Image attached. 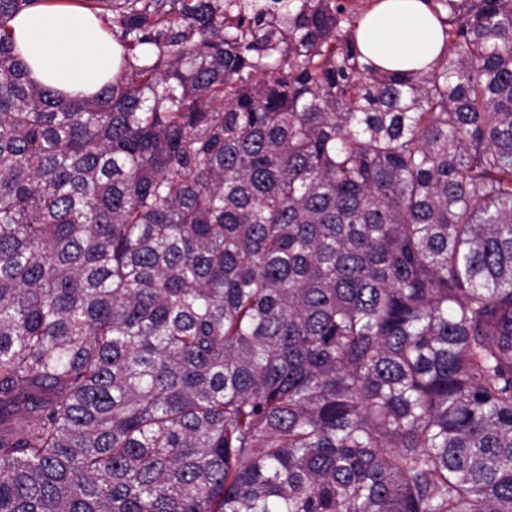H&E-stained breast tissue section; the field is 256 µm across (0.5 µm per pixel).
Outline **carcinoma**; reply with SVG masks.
<instances>
[{
	"label": "carcinoma",
	"instance_id": "obj_1",
	"mask_svg": "<svg viewBox=\"0 0 512 512\" xmlns=\"http://www.w3.org/2000/svg\"><path fill=\"white\" fill-rule=\"evenodd\" d=\"M0 0V512H512V0H75L64 99ZM10 27L36 83L75 97L112 81L120 48L90 11L44 0L17 15ZM357 37L367 58L395 72L424 69L443 48L441 26L422 0H383Z\"/></svg>",
	"mask_w": 512,
	"mask_h": 512
}]
</instances>
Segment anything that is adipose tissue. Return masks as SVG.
Instances as JSON below:
<instances>
[{"instance_id":"1","label":"adipose tissue","mask_w":512,"mask_h":512,"mask_svg":"<svg viewBox=\"0 0 512 512\" xmlns=\"http://www.w3.org/2000/svg\"><path fill=\"white\" fill-rule=\"evenodd\" d=\"M10 27L36 83L75 97L111 81L120 48L90 11L67 0H38ZM358 44L376 65L404 72L429 65L443 48V34L424 0H381L362 21Z\"/></svg>"}]
</instances>
